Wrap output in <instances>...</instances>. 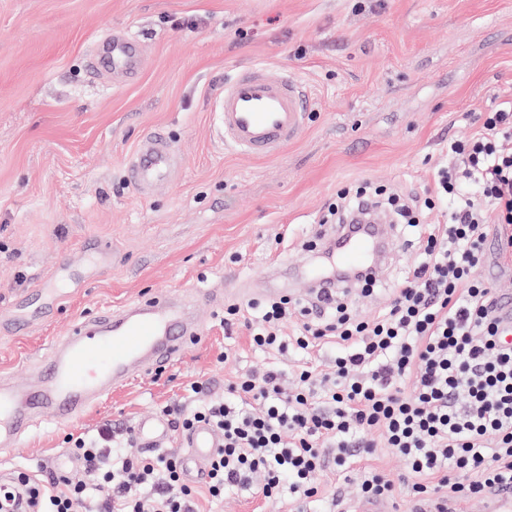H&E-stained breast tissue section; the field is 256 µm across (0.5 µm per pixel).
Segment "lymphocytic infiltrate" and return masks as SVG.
Returning a JSON list of instances; mask_svg holds the SVG:
<instances>
[{
  "label": "lymphocytic infiltrate",
  "mask_w": 512,
  "mask_h": 512,
  "mask_svg": "<svg viewBox=\"0 0 512 512\" xmlns=\"http://www.w3.org/2000/svg\"><path fill=\"white\" fill-rule=\"evenodd\" d=\"M512 108L483 113L478 134L448 146L428 195L415 204L363 184L336 192L322 217L340 224L379 203L414 235L420 261L391 287L388 307L365 321L344 304L297 307L289 298L262 305L233 303L224 324L249 331L262 352L295 347L305 356L291 389L268 367L228 381L224 396L184 410L163 407L176 431L204 423L224 446L208 464L204 491L213 500L245 490L267 501L291 495L299 505L320 500L318 473L363 463L359 496L381 501L394 485L367 466L376 444L402 456L411 492L431 512L449 500L512 492V347L498 334L494 290L475 272L486 259L487 224H498L512 260ZM303 320L292 338L281 328L293 310ZM336 348L331 370L315 351ZM71 454L88 479L51 475L40 512H197L200 490L183 476L174 453L145 454L133 433L73 439Z\"/></svg>",
  "instance_id": "f902f5d3"
}]
</instances>
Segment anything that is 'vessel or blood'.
<instances>
[{"label": "vessel or blood", "mask_w": 512, "mask_h": 512, "mask_svg": "<svg viewBox=\"0 0 512 512\" xmlns=\"http://www.w3.org/2000/svg\"><path fill=\"white\" fill-rule=\"evenodd\" d=\"M141 42L122 32L98 44V55L114 74L128 81L140 74ZM215 114L221 143L248 157L279 154L301 133L308 110L305 93L293 79L271 77L253 66L226 80L217 98ZM180 163L174 145L160 133L145 137L126 163L129 180L137 190L169 183ZM339 266L375 275L379 262L374 238L367 225H354L337 233ZM315 281L313 302H323L336 285L315 268L304 270ZM223 295L204 288H189L155 297L77 322L64 339L53 342L41 367V383L19 392L0 385V446L17 444L34 416L45 413L59 422L80 416L111 386L147 371H162L180 359L191 345L200 343L206 327L197 309L222 305ZM495 318L512 340V290L496 293ZM134 433L141 447L162 448L169 439L168 425L156 418L139 420ZM181 461L187 479L206 473L209 460L222 446L221 437L208 425L196 426L181 442Z\"/></svg>", "instance_id": "1"}]
</instances>
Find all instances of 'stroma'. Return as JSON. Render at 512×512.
<instances>
[{
	"instance_id": "obj_1",
	"label": "stroma",
	"mask_w": 512,
	"mask_h": 512,
	"mask_svg": "<svg viewBox=\"0 0 512 512\" xmlns=\"http://www.w3.org/2000/svg\"><path fill=\"white\" fill-rule=\"evenodd\" d=\"M115 31L145 46L135 82L96 66L95 41ZM252 65L296 78L308 98L306 126L272 158L238 155L214 133L217 94ZM510 101L512 0H0V311L53 276L66 290L29 330L0 328V377L26 383L73 324L151 295L268 275L295 287L288 270L307 265L300 243L339 187L426 191L449 141ZM153 131L182 164L165 189L142 192L126 162ZM88 240L111 264L93 278L58 271ZM414 259L394 247L381 289L350 297L361 318L387 305ZM302 362L293 350H252L245 328L210 314L183 359L72 421L37 420L0 448V469H45L69 452L68 436L122 430L167 404L192 408L274 363L289 380ZM372 463L398 483L391 512H416L406 461L381 448ZM358 479L326 469L319 480L333 497L307 512H354Z\"/></svg>"
}]
</instances>
